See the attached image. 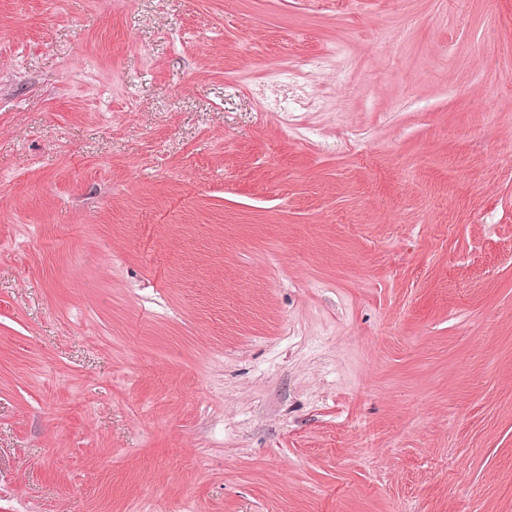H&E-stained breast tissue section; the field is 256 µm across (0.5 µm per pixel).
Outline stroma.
<instances>
[{
	"instance_id": "35a3bbf8",
	"label": "stroma",
	"mask_w": 512,
	"mask_h": 512,
	"mask_svg": "<svg viewBox=\"0 0 512 512\" xmlns=\"http://www.w3.org/2000/svg\"><path fill=\"white\" fill-rule=\"evenodd\" d=\"M511 156L512 0H0V512H512ZM274 88H262V96L264 95L267 99L273 96L271 102H277L281 99L288 100V111L289 106L294 105L303 110H311L315 106V101L310 97L306 91L304 85L297 79L289 80L288 83L272 84ZM270 93V96L267 93ZM280 112V117L288 122L290 118L289 112Z\"/></svg>"
}]
</instances>
